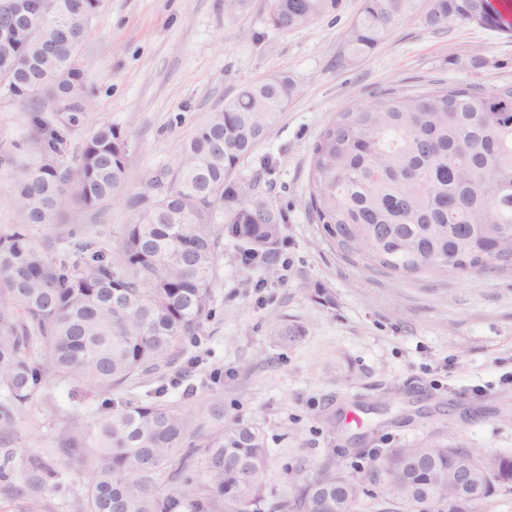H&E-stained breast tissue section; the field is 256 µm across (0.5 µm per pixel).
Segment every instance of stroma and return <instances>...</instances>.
<instances>
[{"mask_svg":"<svg viewBox=\"0 0 512 512\" xmlns=\"http://www.w3.org/2000/svg\"><path fill=\"white\" fill-rule=\"evenodd\" d=\"M268 0H102L83 47L93 108L66 134L59 158L76 169L94 129L109 123L126 137L129 180L123 193L90 209L61 212L45 236L82 225L116 249L138 213L131 197L168 165L181 143L241 85L285 72L297 92L266 138L245 159L243 175L275 164L259 191L287 217L274 275L245 266L232 239L213 286L218 312L200 340L172 362L104 393L55 378L18 417L0 455L14 470L0 480V512H85L88 460L64 456L59 440L91 427L126 401L154 399L195 418L189 465L207 482L213 435L255 424L269 448L267 479L288 487V472L313 469L326 455L358 477L377 465L372 451L404 444H455L484 458L512 453V274L401 277L369 273L332 250L308 208L311 150L337 112L384 92L414 95L471 84L482 93L512 83V35L455 20L430 30L409 18L371 54L348 56L343 34L361 0H336L310 25L272 27ZM42 135L29 112L0 92V145L31 146ZM330 288L335 304L307 294ZM283 322L302 325L293 345L275 341ZM53 456L60 489L31 491L25 462Z\"/></svg>","mask_w":512,"mask_h":512,"instance_id":"1","label":"stroma"}]
</instances>
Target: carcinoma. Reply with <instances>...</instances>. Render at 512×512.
<instances>
[{
	"label": "carcinoma",
	"mask_w": 512,
	"mask_h": 512,
	"mask_svg": "<svg viewBox=\"0 0 512 512\" xmlns=\"http://www.w3.org/2000/svg\"><path fill=\"white\" fill-rule=\"evenodd\" d=\"M0 0V89L24 105L41 96L63 112L36 150L20 145L0 155L11 167L16 225L0 233V439L52 378L68 377L110 391L170 361L182 341L196 338L215 314L212 288L224 255L223 238L242 259L271 267L283 237L282 209L255 190L257 178L239 166L296 94L286 73L242 86L183 143L173 163L153 177L156 193L138 196V221L124 227L119 247L106 252L74 227L52 244L33 230L76 202L92 208L121 193L128 180L127 143L104 123L84 143L76 170L56 156L63 132L91 106L83 44L101 0H45L43 13L8 30ZM362 0L344 34L352 57L372 52L398 25L420 18L431 29L462 20L509 33L507 5L493 0ZM329 0H269L270 24L282 31L308 25ZM64 25L70 43L58 54L45 45ZM308 209L326 241L348 262L392 276L452 272L471 276L512 271V84L481 94L470 84L414 96L384 93L337 113L312 149ZM333 306L329 289H308ZM282 344L304 336L285 323ZM191 415L157 402H125L91 430L72 428L63 454L98 449L86 512H361V479L332 455L313 474L299 468L291 493L267 485L264 431L234 425L212 439L209 482L197 489L185 452ZM368 480L383 486L378 512H485L512 495V454L485 462L464 448L428 442L376 449ZM35 489L58 483L50 460L26 462ZM472 475L460 496L459 469Z\"/></svg>",
	"instance_id": "carcinoma-1"
}]
</instances>
